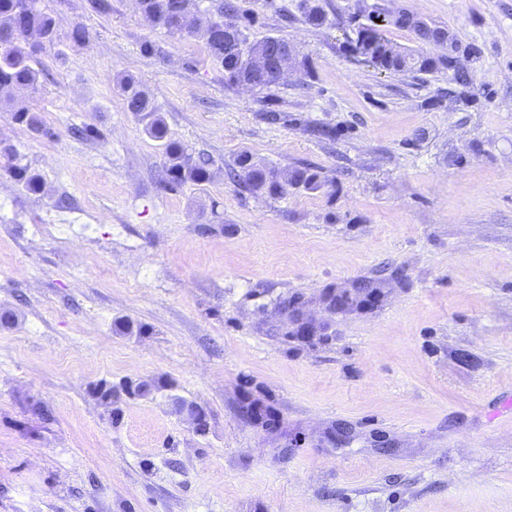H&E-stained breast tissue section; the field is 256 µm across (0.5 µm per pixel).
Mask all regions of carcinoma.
Instances as JSON below:
<instances>
[{"instance_id": "obj_1", "label": "carcinoma", "mask_w": 512, "mask_h": 512, "mask_svg": "<svg viewBox=\"0 0 512 512\" xmlns=\"http://www.w3.org/2000/svg\"><path fill=\"white\" fill-rule=\"evenodd\" d=\"M140 10L151 27L171 37L192 35L204 29L205 47L209 58L224 71V84L229 87L248 85L264 89L275 85L288 67L298 64L295 53L286 52L288 39L268 36L260 41L248 40L242 29L230 22L238 14L234 0H216L214 11L201 22L197 0H140ZM305 21L320 26L325 21L319 0H305ZM393 24L410 29L422 43L442 50L436 56L413 55L393 44L383 34V28ZM439 28L406 12L390 13L378 8L366 15V22L353 28L347 39L349 51L379 72L431 73L448 72V81L455 85L452 97L465 100L471 96L473 77L471 64L482 56L481 48L469 44L462 54L450 57L443 52L445 44L437 40ZM57 39L54 17L40 6V0H0V102L9 103L20 88L37 90L40 73L34 67L37 55ZM127 111L145 122V131L155 139L166 136L163 120L154 109L149 95L130 76L117 82ZM14 121L35 133L49 135L36 113L27 108L14 110ZM166 177L161 185L175 190L183 184L210 180L208 162L196 158L188 147L169 141L165 146ZM237 186L252 195L282 197L290 188L317 191L322 188L318 172L310 167H295L287 172L261 166L251 154L238 155ZM11 177L29 191L39 187L38 176L28 167L11 164Z\"/></svg>"}]
</instances>
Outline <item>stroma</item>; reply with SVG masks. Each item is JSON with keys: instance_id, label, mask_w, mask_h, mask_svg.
<instances>
[{"instance_id": "1", "label": "stroma", "mask_w": 512, "mask_h": 512, "mask_svg": "<svg viewBox=\"0 0 512 512\" xmlns=\"http://www.w3.org/2000/svg\"><path fill=\"white\" fill-rule=\"evenodd\" d=\"M320 3L316 27L303 0H237L250 40L307 62L252 91L134 0H41L59 41L14 106L50 136L0 105L42 184L0 158V512H512V0ZM375 6L480 44L475 102L438 98L447 72L356 61L349 23ZM123 75L209 182L161 189ZM244 151L325 186L239 192ZM369 282L374 308L322 302Z\"/></svg>"}]
</instances>
